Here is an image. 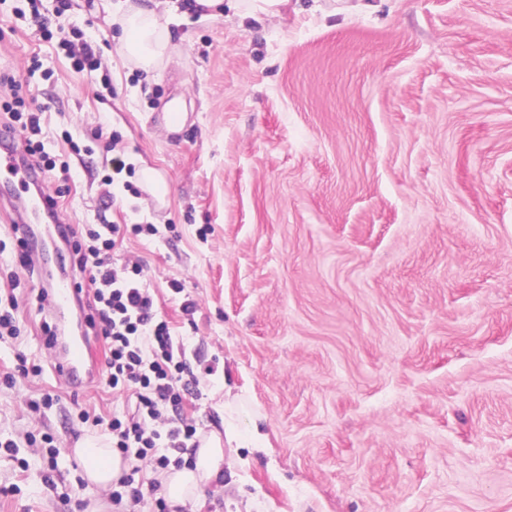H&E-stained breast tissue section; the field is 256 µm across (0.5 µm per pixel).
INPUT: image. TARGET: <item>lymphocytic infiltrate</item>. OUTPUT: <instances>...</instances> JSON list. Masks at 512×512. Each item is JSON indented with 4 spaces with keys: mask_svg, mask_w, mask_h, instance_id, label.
Segmentation results:
<instances>
[{
    "mask_svg": "<svg viewBox=\"0 0 512 512\" xmlns=\"http://www.w3.org/2000/svg\"><path fill=\"white\" fill-rule=\"evenodd\" d=\"M33 19L44 39H57L77 72L94 71L101 61L93 43L71 40L63 29H52L41 14ZM4 120L0 127L13 132L17 147L40 170L69 174L72 160L92 155L91 145L63 138L62 151L48 150L43 126L45 107H31L19 89L0 99ZM120 233L109 221L70 226L63 241L79 273L76 282L85 302L88 331L105 344L103 383L116 393H131L134 404L127 414L113 416L109 427L112 446L153 471L180 466V453L195 445L197 429L181 416L184 401L198 379L177 344L167 320L160 318L147 287L141 261H113L111 253Z\"/></svg>",
    "mask_w": 512,
    "mask_h": 512,
    "instance_id": "obj_1",
    "label": "lymphocytic infiltrate"
}]
</instances>
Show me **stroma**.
<instances>
[{"instance_id": "1", "label": "stroma", "mask_w": 512, "mask_h": 512, "mask_svg": "<svg viewBox=\"0 0 512 512\" xmlns=\"http://www.w3.org/2000/svg\"><path fill=\"white\" fill-rule=\"evenodd\" d=\"M118 2L0 0V78L51 103L54 147L67 131L96 148L70 178L42 176L64 223L156 225L114 256L140 257L184 341L199 379L185 418L223 433L231 393L240 431L265 422L264 448H225L235 483L192 512H512V0L195 15L150 74L117 50ZM36 9L96 41V78L31 26ZM115 131L135 175L107 189L89 172ZM145 166L169 183L164 206L132 194ZM17 300L0 373L20 351L42 373L0 384V487L19 488L0 512H113L75 450L128 398L98 379L66 387L32 288ZM48 390L58 403L26 408ZM30 433L53 439L54 470Z\"/></svg>"}]
</instances>
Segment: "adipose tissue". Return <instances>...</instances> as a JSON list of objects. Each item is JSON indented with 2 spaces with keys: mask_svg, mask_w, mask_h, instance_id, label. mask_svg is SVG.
I'll list each match as a JSON object with an SVG mask.
<instances>
[{
  "mask_svg": "<svg viewBox=\"0 0 512 512\" xmlns=\"http://www.w3.org/2000/svg\"><path fill=\"white\" fill-rule=\"evenodd\" d=\"M185 14L177 6L167 4L151 7L141 0H122L116 13L121 28L119 44L128 61L135 67L152 72L164 61L171 42L170 26L185 21ZM241 436L232 413L224 415L223 436H210L205 446L197 448L186 458L179 470L163 474L161 482L169 493L172 504L183 503L194 496L201 485L224 477L223 442L239 441ZM88 478L98 485H109L123 472L121 457L109 444L98 438L86 440L78 448Z\"/></svg>",
  "mask_w": 512,
  "mask_h": 512,
  "instance_id": "1",
  "label": "adipose tissue"
}]
</instances>
